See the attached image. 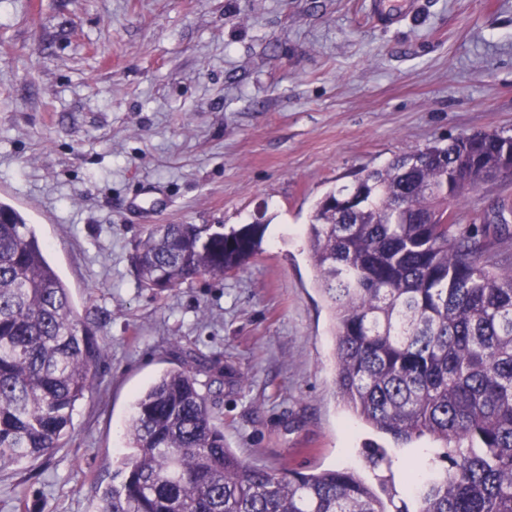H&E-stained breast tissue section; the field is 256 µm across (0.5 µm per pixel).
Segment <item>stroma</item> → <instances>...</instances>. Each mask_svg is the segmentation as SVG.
Returning a JSON list of instances; mask_svg holds the SVG:
<instances>
[{
    "label": "stroma",
    "mask_w": 512,
    "mask_h": 512,
    "mask_svg": "<svg viewBox=\"0 0 512 512\" xmlns=\"http://www.w3.org/2000/svg\"><path fill=\"white\" fill-rule=\"evenodd\" d=\"M0 0V200L103 346L63 448L0 473V512H95L135 394L197 356L224 439L269 469L363 470L310 259L317 201L414 148L512 135V0ZM265 224L221 278L156 295L154 224ZM415 7V0H370L369 12L373 21L381 27L398 24Z\"/></svg>",
    "instance_id": "stroma-1"
}]
</instances>
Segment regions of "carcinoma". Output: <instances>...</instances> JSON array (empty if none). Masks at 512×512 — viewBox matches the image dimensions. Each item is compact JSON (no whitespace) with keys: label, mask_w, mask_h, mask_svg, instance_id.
Listing matches in <instances>:
<instances>
[{"label":"carcinoma","mask_w":512,"mask_h":512,"mask_svg":"<svg viewBox=\"0 0 512 512\" xmlns=\"http://www.w3.org/2000/svg\"><path fill=\"white\" fill-rule=\"evenodd\" d=\"M512 159V135L460 134L365 171L316 204L307 239L336 320L335 384L344 405L406 447L439 443L404 490L356 470L247 465L191 368L163 372L134 399L126 452L96 512H512V266L486 215L465 228L459 202ZM266 225L163 224L140 240L142 287L164 292L222 277L262 250ZM25 213L0 201V471L50 457L104 357ZM366 466L391 467L362 447Z\"/></svg>","instance_id":"obj_1"}]
</instances>
